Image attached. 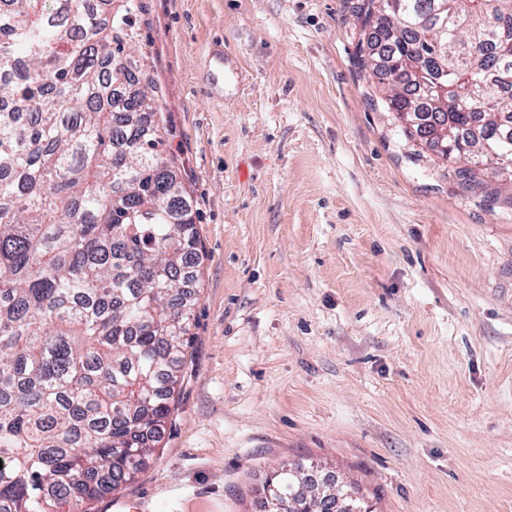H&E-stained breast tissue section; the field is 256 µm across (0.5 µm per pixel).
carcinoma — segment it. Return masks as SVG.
<instances>
[{
	"instance_id": "cac0c4a2",
	"label": "carcinoma",
	"mask_w": 512,
	"mask_h": 512,
	"mask_svg": "<svg viewBox=\"0 0 512 512\" xmlns=\"http://www.w3.org/2000/svg\"><path fill=\"white\" fill-rule=\"evenodd\" d=\"M0 0V512H91L146 468L173 415L201 264L140 71L134 0ZM386 111L447 130L446 159L512 157V0H365ZM485 64L466 61L487 33ZM457 91L435 102L408 70ZM464 188L485 189L457 167ZM302 507L325 500L278 470Z\"/></svg>"
}]
</instances>
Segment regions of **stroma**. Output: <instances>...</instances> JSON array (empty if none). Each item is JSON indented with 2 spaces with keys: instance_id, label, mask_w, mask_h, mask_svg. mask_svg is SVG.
I'll use <instances>...</instances> for the list:
<instances>
[{
  "instance_id": "1",
  "label": "stroma",
  "mask_w": 512,
  "mask_h": 512,
  "mask_svg": "<svg viewBox=\"0 0 512 512\" xmlns=\"http://www.w3.org/2000/svg\"><path fill=\"white\" fill-rule=\"evenodd\" d=\"M361 2L136 0L204 255L143 512H260L284 463L374 512H512V184L463 189L383 111ZM229 53L224 45L214 44L209 52L208 79L212 92H218L221 84L234 77V72L227 64Z\"/></svg>"
}]
</instances>
